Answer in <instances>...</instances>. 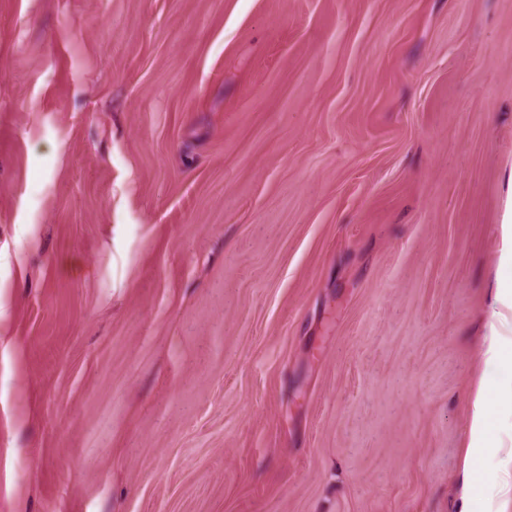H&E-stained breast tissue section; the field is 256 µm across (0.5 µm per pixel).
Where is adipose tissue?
Listing matches in <instances>:
<instances>
[{
  "instance_id": "adipose-tissue-1",
  "label": "adipose tissue",
  "mask_w": 512,
  "mask_h": 512,
  "mask_svg": "<svg viewBox=\"0 0 512 512\" xmlns=\"http://www.w3.org/2000/svg\"><path fill=\"white\" fill-rule=\"evenodd\" d=\"M473 396L474 412L470 422L468 455L464 473L465 493L463 500L465 505L461 512H470L468 504L473 496L483 493L491 487L483 466L481 450L487 442L488 414L493 407L498 406L503 400L501 393L483 378L476 383Z\"/></svg>"
}]
</instances>
